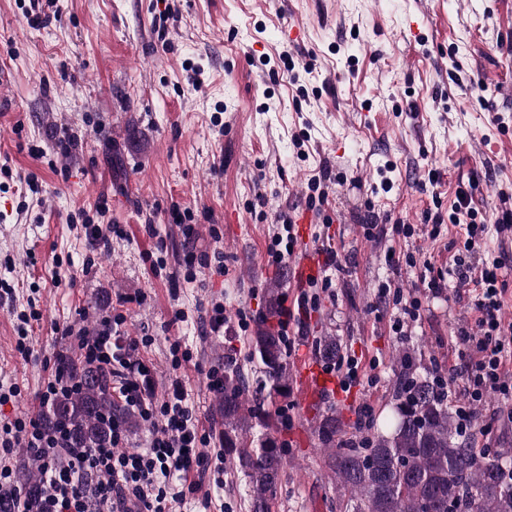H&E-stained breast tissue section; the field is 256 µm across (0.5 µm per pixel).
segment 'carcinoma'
<instances>
[{"instance_id": "obj_1", "label": "carcinoma", "mask_w": 512, "mask_h": 512, "mask_svg": "<svg viewBox=\"0 0 512 512\" xmlns=\"http://www.w3.org/2000/svg\"><path fill=\"white\" fill-rule=\"evenodd\" d=\"M281 286L275 283L266 294L247 337L245 360L231 349L224 352L218 438L224 455L246 479L250 512H271L288 456L281 438L288 419L274 420L269 410L293 393L288 337L280 328ZM317 343L328 360L340 353L334 336H320ZM400 363L397 421L391 434L356 446L338 434L336 415L326 414L318 424L344 512H512V482L502 478L512 454H491L460 443L441 374L434 369L414 374L408 356ZM57 365L76 388L47 406L42 417L46 428H66L73 448H105L111 442L112 420L135 425V411L112 398L111 379L102 370L67 355L59 356ZM23 454L31 464L19 467L16 483L34 507L41 495V461L33 448Z\"/></svg>"}]
</instances>
